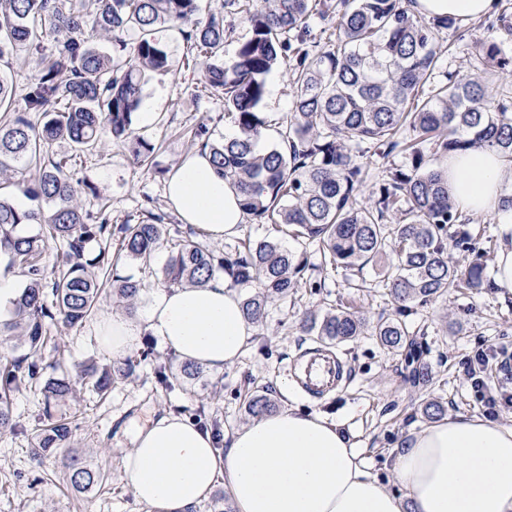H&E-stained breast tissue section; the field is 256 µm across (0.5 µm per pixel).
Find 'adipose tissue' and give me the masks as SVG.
<instances>
[{
  "mask_svg": "<svg viewBox=\"0 0 512 512\" xmlns=\"http://www.w3.org/2000/svg\"><path fill=\"white\" fill-rule=\"evenodd\" d=\"M493 0H416L426 16L468 22ZM211 154L186 157L167 184L182 223L216 241L244 222L239 196L216 174ZM448 185L468 211L484 212L512 186V164L495 150L449 155ZM101 347L122 359L142 336L182 363L223 372L253 338L238 293L224 277L203 286L151 290L135 315L102 316ZM217 449L210 430L168 413L140 428L123 456L122 479L153 512H194L217 485L234 512H512V425L455 415L410 432L393 449V484L372 474L350 438L327 417L294 408L226 432Z\"/></svg>",
  "mask_w": 512,
  "mask_h": 512,
  "instance_id": "1",
  "label": "adipose tissue"
}]
</instances>
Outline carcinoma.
<instances>
[{
  "label": "carcinoma",
  "instance_id": "obj_1",
  "mask_svg": "<svg viewBox=\"0 0 512 512\" xmlns=\"http://www.w3.org/2000/svg\"><path fill=\"white\" fill-rule=\"evenodd\" d=\"M512 0H499L497 24L477 40L482 68L461 66L437 79L442 34L462 36L452 17L418 14L415 0H224V11L201 15V0H0V60L23 48L41 56L43 67L27 83L24 107L16 110L11 76L0 70V187L8 172H30L17 189L52 204L46 214L22 210L0 192V264L25 279L11 315L0 321V435L23 427L13 420L11 395L32 390L41 413L30 430V455L43 458L69 447L70 424L62 408L78 410L84 391L104 399L112 385L132 376L141 362L127 358L99 366L91 361L72 377L64 351L49 325L74 327L99 307L106 288L132 315L142 290L201 285L222 274L230 286H250L243 299L248 321H263L274 301H283L310 281L307 265L279 240L247 238L217 253L186 235L168 215L151 208L141 220L112 229L108 218L83 207L72 161L105 146V135L130 145V161L150 171L156 145L135 127L143 88L155 73L170 70V55L158 33L179 30L186 62L203 59L198 85L224 97V115L236 133L211 139L201 121L194 139L209 149L216 172L239 191L240 205L258 224H272L304 244H315L334 268L366 266L385 254L382 287L397 316L370 325L345 305L323 315L308 311L300 329L323 345H338L373 329L387 350L404 351L410 379L428 381L415 342L400 316L459 288H492L485 255L464 214L448 192V173L437 161L451 152L492 148L512 162V57L497 37L512 35ZM243 14L251 36L224 61L225 19ZM319 16L331 30L320 44L310 26ZM57 36L42 55L44 33ZM285 69L294 86L281 143H260L266 122L258 107L266 77ZM42 117L36 127L30 113ZM66 140L72 154L53 157L54 142ZM390 161L385 179L362 202L365 183L360 155ZM400 156L401 163L393 158ZM38 224L36 235L19 227ZM63 247L61 265L42 264L48 244ZM463 260L460 267L448 253ZM168 262L144 283L119 274L125 260L151 268L157 251ZM167 390L200 380L206 370L189 364L155 367ZM274 412L265 393L250 396L246 413ZM67 482L76 491L104 484L107 476L66 457Z\"/></svg>",
  "mask_w": 512,
  "mask_h": 512
}]
</instances>
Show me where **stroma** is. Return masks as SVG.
I'll list each match as a JSON object with an SVG mask.
<instances>
[{"label":"stroma","mask_w":512,"mask_h":512,"mask_svg":"<svg viewBox=\"0 0 512 512\" xmlns=\"http://www.w3.org/2000/svg\"><path fill=\"white\" fill-rule=\"evenodd\" d=\"M162 38L170 51L172 69L154 75L145 87L143 101L154 106L152 120L136 119L139 134L159 146L156 171L135 169L127 146L112 140L104 152L88 156L74 174L75 179L99 190L95 196L82 195V205L104 210L114 225L138 219L148 203L170 212L165 197L168 174L194 151L191 131L203 117H210L214 138L235 131L223 118V97L199 95L194 72L183 64L182 36L169 30ZM292 97L293 87L285 71L268 76L259 107L269 124L265 144L277 143V129L291 109ZM283 243L304 258L316 285L299 288L288 301L268 307L236 364L169 392L154 375L156 364L169 356L158 346L135 377L116 383L105 400L86 396L82 411L71 420L70 446L88 465L109 476L104 486L89 492H76L64 481L60 456H49L38 465L28 455L25 434L0 436V512H147L121 479L122 457L131 448L137 427L169 412L192 420L203 412L225 432L248 423L245 398L262 387L270 390L277 409L322 413L339 423L370 471L383 478L389 475L386 462L390 451L409 430L427 426L420 413L422 402H440L449 416L482 414V405L465 380L461 360L481 346L493 345L512 354L511 292L462 288L427 306H413L405 314L410 330L423 343L420 361L430 375L427 385L412 384L405 354L384 349L377 337L367 332L341 346L352 371L345 389L312 402L294 393L288 376L290 358L311 345L310 338L297 329L301 315L344 304L374 323L394 316L395 310L385 288L377 284L378 266L335 270L325 265L317 247H303L288 236ZM95 323L91 317L76 328H51V336L65 352L67 367L90 358L110 363L95 336ZM212 384L221 391L220 400L214 403L206 400Z\"/></svg>","instance_id":"35a3bbf8"}]
</instances>
